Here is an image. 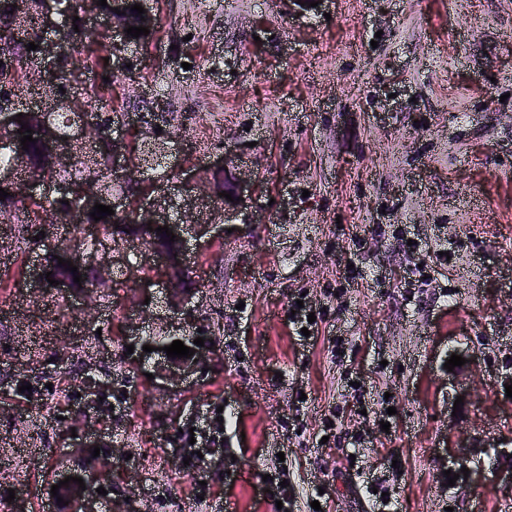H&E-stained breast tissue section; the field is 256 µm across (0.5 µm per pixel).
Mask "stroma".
Masks as SVG:
<instances>
[{"label":"stroma","mask_w":512,"mask_h":512,"mask_svg":"<svg viewBox=\"0 0 512 512\" xmlns=\"http://www.w3.org/2000/svg\"><path fill=\"white\" fill-rule=\"evenodd\" d=\"M148 5L163 34L115 105L164 84L193 118L163 148L230 152L259 184L249 223L189 249L217 353L177 389L144 360L181 326L135 242L97 249L112 285L91 300L0 290V512L12 489L43 512L75 437L99 435L127 462L98 512H309L316 486L325 512H373V487L391 512H512V0ZM461 438L496 462L452 483Z\"/></svg>","instance_id":"stroma-1"}]
</instances>
